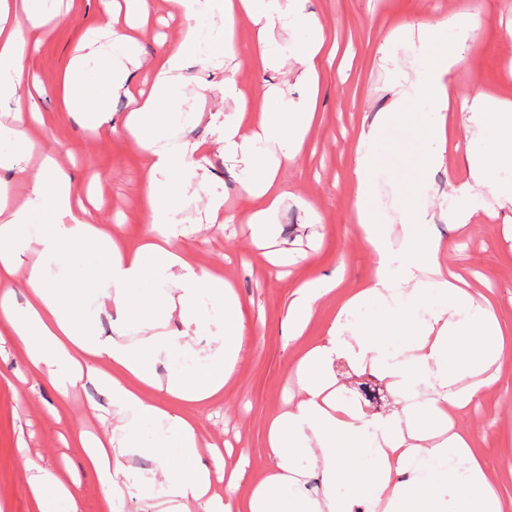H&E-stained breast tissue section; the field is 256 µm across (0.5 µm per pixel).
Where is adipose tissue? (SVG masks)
<instances>
[{
    "label": "adipose tissue",
    "instance_id": "1",
    "mask_svg": "<svg viewBox=\"0 0 512 512\" xmlns=\"http://www.w3.org/2000/svg\"><path fill=\"white\" fill-rule=\"evenodd\" d=\"M183 25L174 43L152 60L148 95L134 94L132 75L142 61L136 40L118 27L119 17L144 19L151 0H123V13L103 0L104 26L75 48L63 76L66 92L92 133L110 128V99L131 104L120 131L140 148L146 167L147 235L128 244L111 225L99 223L76 196L69 171L49 154L33 174L23 163L36 149L28 134L41 114L28 89L33 78L24 60L36 48L37 32L54 17L57 0H0V102L12 103L14 127L0 126V170L22 174L24 200L0 198V336H6L37 369L59 381L95 380L112 391V428L101 436L73 429L84 450L82 466L100 486L105 512H120L127 496L140 493L153 512H502L499 488L474 450V435L455 422L499 380L494 365L508 334L492 304L474 297L451 275L439 239L427 225L405 224L392 233L372 204L374 173L386 134L406 131L405 99H426L430 154L417 175L445 166L448 109L453 88L446 78L458 62L446 42L447 20L423 26L425 43H442L430 61L428 81L408 85L362 128L354 169L356 235L373 256L370 278L342 296L324 339L305 347L293 372L296 392L267 425L272 460L263 478L242 499L229 503L214 493L237 487V473L201 464L208 445L194 417L170 409L177 399L196 407L216 403L234 378L248 327L233 281L201 266L183 248L189 234L178 220L175 201L184 184L176 176L202 147L182 141L171 147L170 132L182 120L174 92L189 62L198 56L199 32L209 25L224 58L237 55L235 27L254 28L255 61L268 67L283 54L272 40L275 28L302 23L306 37L296 49L304 90L261 107L237 86L234 70L224 72V99L232 109L218 123L215 148L240 164L238 191L252 201L247 215L260 261L275 237L270 217L288 198L278 171L296 162L317 112L321 72L336 50L323 24L306 11V0H166ZM26 17L27 28L12 20ZM479 119L477 151L468 154V180L456 197L475 214L481 189L512 202V183L490 179L492 169L512 166V106L461 101ZM399 245H392L391 235ZM25 288V305L15 302ZM336 289L332 278L301 282L288 305V333L303 335L318 301ZM97 301L136 325L139 336L120 341L100 336L85 305ZM377 302L376 318L351 316L365 302ZM181 330H174L173 322ZM209 331L207 344L194 348L191 331ZM384 381L396 398L387 415L365 417L336 397V362ZM166 364L158 375L157 364ZM480 379L465 384L471 374ZM150 453L155 467L139 471L131 457ZM27 483L36 512H83L80 495L46 469L28 460Z\"/></svg>",
    "mask_w": 512,
    "mask_h": 512
}]
</instances>
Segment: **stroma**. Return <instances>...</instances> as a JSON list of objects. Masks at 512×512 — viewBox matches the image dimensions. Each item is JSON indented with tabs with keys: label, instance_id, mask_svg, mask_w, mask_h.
<instances>
[{
	"label": "stroma",
	"instance_id": "1",
	"mask_svg": "<svg viewBox=\"0 0 512 512\" xmlns=\"http://www.w3.org/2000/svg\"><path fill=\"white\" fill-rule=\"evenodd\" d=\"M307 10L323 24L336 57L319 80L321 122L308 134L301 158L280 170L281 180L297 186L298 194L270 218L277 229L273 250L279 267L267 271L255 261L245 222L251 201L237 191V161L211 150L207 180H199L190 166L179 174L189 188L176 202L178 216L195 226L183 245L235 283L251 328L234 382L214 406L196 413L202 435L219 448L226 469H233L239 456L248 457L239 484L243 490L261 479L270 464L267 423L294 384L296 351L311 343L336 313L335 298L321 300L305 335L290 339L285 315L295 285L333 275L340 291L347 292L371 273L372 256L354 231L351 208L358 136L392 102L398 82L418 78L429 64L417 40L419 25L452 16L471 18L474 29L467 37H460L456 26L448 28L449 39L461 42V59L451 74L454 92L460 98L481 92L512 101V0H309ZM102 21L101 0H63L60 15L45 26L38 51L25 63L26 72L37 77L35 99L44 117L31 133L39 150L57 153L71 165L76 188L99 176L100 222L119 225L123 236L135 241L146 230L143 156L124 135L92 136L79 113L67 112L61 88L74 47ZM180 26V18L168 16L163 0H154L137 46L143 62L134 79L137 88L148 89L149 62L163 44L176 40ZM305 35L298 24L277 29L274 39L285 58L262 70L249 63L251 29L242 25L237 49L242 90L250 95L266 84L298 97L302 87L296 80L294 48ZM201 50L205 60L185 70L176 103L185 121L184 138L211 149L217 130L210 116L224 109L218 89L224 73L209 63L214 55L209 39H202ZM449 124L446 153L456 165L435 169L417 189L412 183L426 161V142L406 145L392 135L381 142L377 204L393 228L428 225L441 239L451 269L471 292L491 298L498 320L512 326V205L488 193L466 226L446 219L445 210L457 207L454 189L467 174L466 150L476 136L467 114L451 113ZM418 195L427 201L421 210L414 206ZM213 198L223 199L232 222L198 223ZM111 408L106 385L87 382L60 397L46 372L35 370L11 341H0V512H33L23 465L27 457L64 482L77 483L85 512H99L98 482L83 473L84 451L70 431L111 428L104 418ZM462 426L473 431L476 450L498 482L503 512H512V466L504 460L512 452L511 357H504L497 385L472 407Z\"/></svg>",
	"mask_w": 512,
	"mask_h": 512
}]
</instances>
